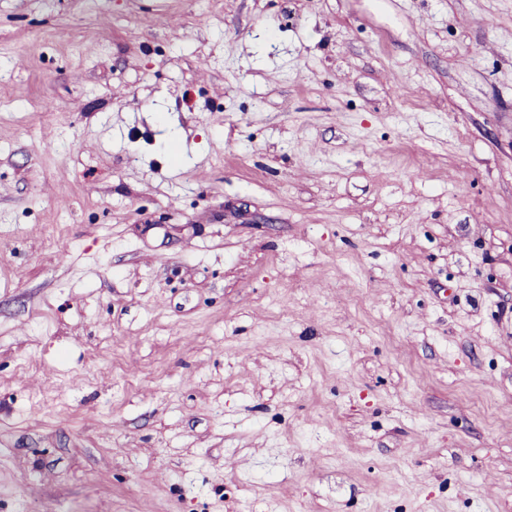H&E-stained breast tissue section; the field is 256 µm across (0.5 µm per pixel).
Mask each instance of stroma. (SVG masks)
<instances>
[{"instance_id": "35a3bbf8", "label": "stroma", "mask_w": 512, "mask_h": 512, "mask_svg": "<svg viewBox=\"0 0 512 512\" xmlns=\"http://www.w3.org/2000/svg\"><path fill=\"white\" fill-rule=\"evenodd\" d=\"M49 506L512 512V0H0V512Z\"/></svg>"}]
</instances>
